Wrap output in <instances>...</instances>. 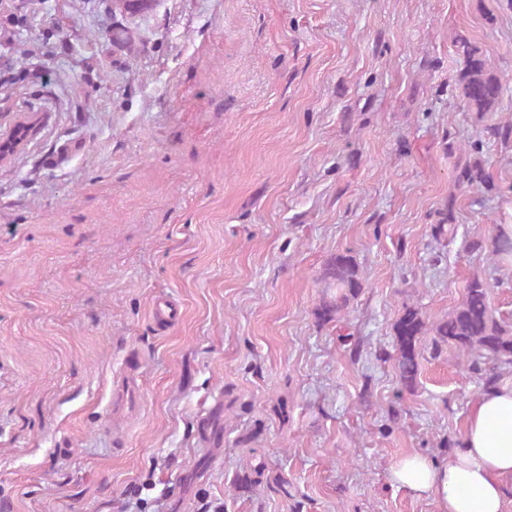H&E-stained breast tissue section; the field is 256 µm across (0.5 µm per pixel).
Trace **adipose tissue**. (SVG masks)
Listing matches in <instances>:
<instances>
[{
  "label": "adipose tissue",
  "mask_w": 512,
  "mask_h": 512,
  "mask_svg": "<svg viewBox=\"0 0 512 512\" xmlns=\"http://www.w3.org/2000/svg\"><path fill=\"white\" fill-rule=\"evenodd\" d=\"M390 479L432 497L439 512H505L512 501V384L477 394L462 445L447 461L412 455Z\"/></svg>",
  "instance_id": "ef3b65f1"
}]
</instances>
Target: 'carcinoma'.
Returning <instances> with one entry per match:
<instances>
[{"label": "carcinoma", "instance_id": "1", "mask_svg": "<svg viewBox=\"0 0 512 512\" xmlns=\"http://www.w3.org/2000/svg\"><path fill=\"white\" fill-rule=\"evenodd\" d=\"M116 10L145 14L157 6L156 0H114ZM458 53L463 67L458 76L457 97L473 112L488 115L498 111L503 83L488 59L468 41L461 40ZM459 185L474 189L485 187L488 176L479 163H467L458 173ZM322 281L336 289V296L325 300L317 315L324 321L338 320L362 288V274L349 253H338L326 264ZM489 283L472 277L466 284L462 303L435 322H428L416 307L407 306L392 325L395 342V367L402 385L412 388L420 375L422 346L431 337L434 350L452 346L461 357L471 358L470 367L486 387L500 381L496 368L512 365V325L496 319L488 303Z\"/></svg>", "mask_w": 512, "mask_h": 512}]
</instances>
